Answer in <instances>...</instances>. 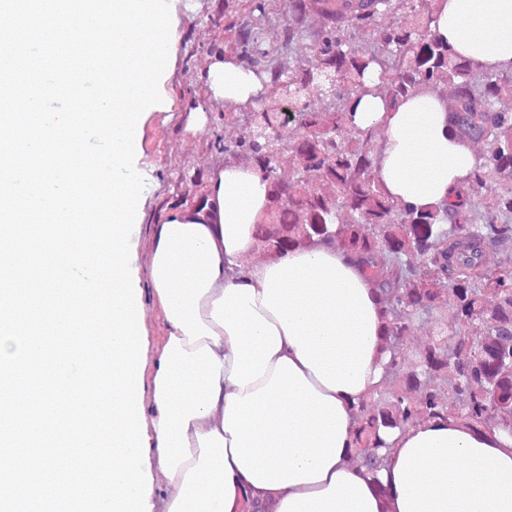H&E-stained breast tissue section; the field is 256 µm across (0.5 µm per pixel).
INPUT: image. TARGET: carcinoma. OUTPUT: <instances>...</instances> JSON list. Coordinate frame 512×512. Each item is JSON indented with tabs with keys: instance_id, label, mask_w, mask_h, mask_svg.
Listing matches in <instances>:
<instances>
[{
	"instance_id": "cac0c4a2",
	"label": "carcinoma",
	"mask_w": 512,
	"mask_h": 512,
	"mask_svg": "<svg viewBox=\"0 0 512 512\" xmlns=\"http://www.w3.org/2000/svg\"><path fill=\"white\" fill-rule=\"evenodd\" d=\"M427 0H288L283 21L313 12L316 31L288 28V41L311 39V53L288 71L271 70L273 84L248 139L224 151L249 156L267 184L268 203L255 224L256 248L268 259L324 243L354 259L374 287L381 320L377 388L350 403L353 425L347 454L372 476L385 506L392 491L379 472L392 462L394 436L425 422L457 423L475 433L512 435V267L493 266L491 251L512 242V194L479 195L493 180L512 179V69L488 70L459 57L433 27ZM411 24L392 22L396 6ZM387 22L369 52L350 47ZM253 66L268 68L278 47L248 24L225 48ZM446 87L448 130L487 150L474 169L448 188L438 204L414 207L394 199L376 172L380 150L372 129L353 124V103L380 98L393 111L420 93ZM320 93L334 101L324 112L309 108ZM298 135L285 142L281 129ZM296 165L284 181V153ZM480 206L485 222L470 213ZM442 305L454 321L435 322L429 341L408 360L401 346L414 319L433 317Z\"/></svg>"
}]
</instances>
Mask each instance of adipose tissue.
<instances>
[{"label":"adipose tissue","instance_id":"obj_1","mask_svg":"<svg viewBox=\"0 0 512 512\" xmlns=\"http://www.w3.org/2000/svg\"><path fill=\"white\" fill-rule=\"evenodd\" d=\"M436 28L461 57L512 65V0H445ZM211 77L228 102H251L262 88L254 72L219 58ZM381 119L378 173L403 203L440 202L473 169L434 98L389 114L378 98L355 102V125ZM266 203L261 176L228 165L202 210L168 214L155 234L148 277L167 336L143 384L149 463L179 493L154 499L151 512H239L246 488L266 512H512V436L454 423L411 428L382 473L388 505L347 464L349 404L382 376L374 291L319 244L237 270Z\"/></svg>","mask_w":512,"mask_h":512}]
</instances>
